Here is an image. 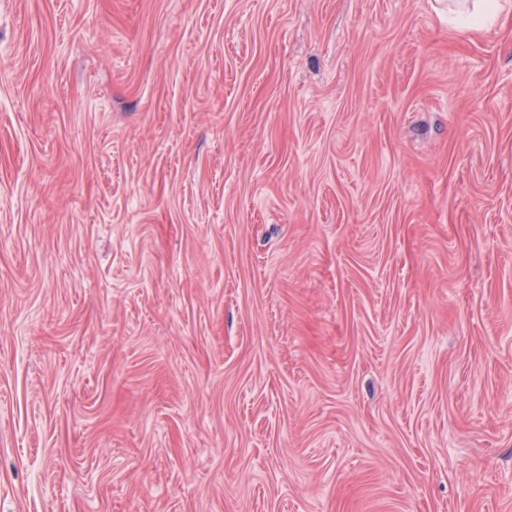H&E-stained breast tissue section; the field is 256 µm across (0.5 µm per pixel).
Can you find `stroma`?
<instances>
[{
  "label": "stroma",
  "mask_w": 512,
  "mask_h": 512,
  "mask_svg": "<svg viewBox=\"0 0 512 512\" xmlns=\"http://www.w3.org/2000/svg\"><path fill=\"white\" fill-rule=\"evenodd\" d=\"M0 0V512H512V10ZM511 6L510 1L501 0H454L448 1V17L469 30H480L494 24L506 7Z\"/></svg>",
  "instance_id": "35a3bbf8"
}]
</instances>
